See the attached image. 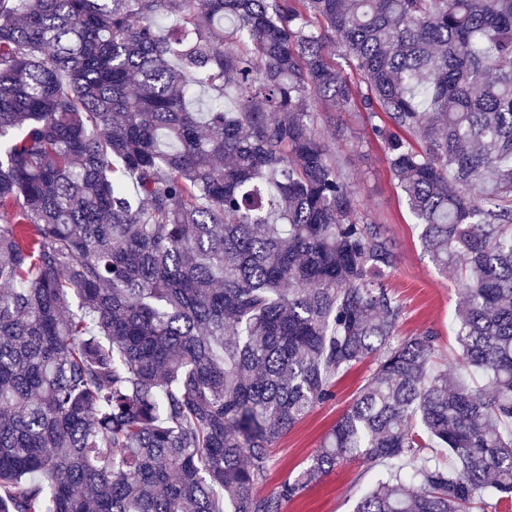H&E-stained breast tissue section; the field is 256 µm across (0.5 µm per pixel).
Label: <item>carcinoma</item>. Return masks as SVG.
Here are the masks:
<instances>
[{"label":"carcinoma","instance_id":"1","mask_svg":"<svg viewBox=\"0 0 512 512\" xmlns=\"http://www.w3.org/2000/svg\"><path fill=\"white\" fill-rule=\"evenodd\" d=\"M321 104L384 115L456 276L464 378L433 371L436 331L400 335L396 255ZM8 210L0 512H284L354 460L397 467L354 512L512 506V0H0ZM367 358L309 463L257 492Z\"/></svg>","mask_w":512,"mask_h":512}]
</instances>
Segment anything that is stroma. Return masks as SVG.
I'll use <instances>...</instances> for the list:
<instances>
[{
  "instance_id": "obj_1",
  "label": "stroma",
  "mask_w": 512,
  "mask_h": 512,
  "mask_svg": "<svg viewBox=\"0 0 512 512\" xmlns=\"http://www.w3.org/2000/svg\"><path fill=\"white\" fill-rule=\"evenodd\" d=\"M318 130L336 157L359 213L369 223L383 225L392 242L397 261L387 285L405 308L401 335L428 328L437 331L442 356L435 361L434 368L458 375L460 366L454 358L458 344L452 328L456 284L424 254L419 228L396 185L383 149L372 134L367 113L326 109L318 115ZM373 368L372 361L367 360L337 378L334 399L317 406L280 439L273 450V467L261 487L262 493L275 491L287 477L306 466ZM386 469L383 463L371 470L357 461L345 464L288 502L285 512H354L360 496L374 486L379 473Z\"/></svg>"
}]
</instances>
